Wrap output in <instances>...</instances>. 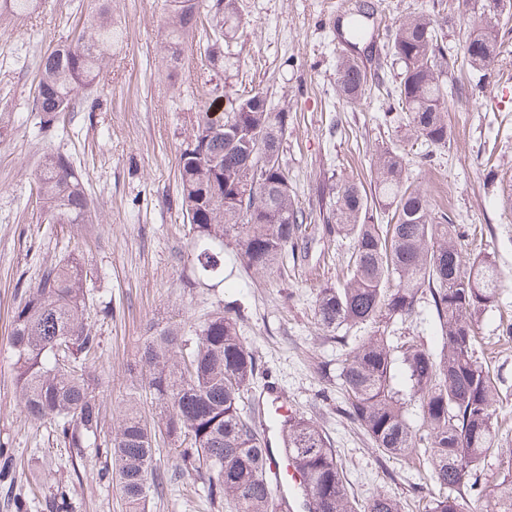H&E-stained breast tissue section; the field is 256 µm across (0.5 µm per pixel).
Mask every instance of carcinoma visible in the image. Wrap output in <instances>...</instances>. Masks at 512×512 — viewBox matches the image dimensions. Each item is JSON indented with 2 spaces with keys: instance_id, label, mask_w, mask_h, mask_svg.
I'll use <instances>...</instances> for the list:
<instances>
[{
  "instance_id": "1",
  "label": "carcinoma",
  "mask_w": 512,
  "mask_h": 512,
  "mask_svg": "<svg viewBox=\"0 0 512 512\" xmlns=\"http://www.w3.org/2000/svg\"><path fill=\"white\" fill-rule=\"evenodd\" d=\"M371 9L364 2L350 13L351 39L368 36ZM2 11L26 17L34 12V0H0ZM207 13L212 18L206 52L213 64L224 60V24L240 16L235 0H213ZM199 15L200 0L170 6L160 48L171 79ZM121 37L109 0H95L79 37L40 59L36 111L41 125L49 127L60 114L77 111L74 91L98 83ZM470 37L483 52L463 55L456 76L438 48L432 19L409 15L390 31L389 51L400 66L394 88L399 121L415 139L436 149L450 141L447 97L459 91L460 73L466 67L482 70L494 59V28L480 23ZM371 78L357 62L344 59L336 93L353 103ZM224 122L228 128L221 132L214 129L210 110L199 113L195 146L179 157L182 209L197 237L194 260L201 272L214 271L221 258L213 246L231 237L240 263L270 274L305 241L313 219L295 201L281 158L288 113L271 111L263 92L255 91L232 101ZM323 189L330 196L328 209L319 214L323 230L351 238L353 251L343 283L319 290L314 318L332 338L344 327L369 328L350 347L340 372L343 413L382 456L408 458L424 445L427 478L438 488L425 512H470L465 491L475 488L491 512H512V448L499 437L495 379L478 361L481 343L475 335L479 316L499 298L502 271L496 260L481 252L463 259L451 218L435 223L427 196L409 182L406 159L394 148L386 146L375 155L369 185L332 175ZM37 195L50 222L93 223L94 203L66 156H43ZM84 273L85 263L72 254L47 266L14 311L7 337L23 412L53 424L70 455L80 459L97 445L104 427L103 400L89 367L100 342L87 324L91 305ZM426 294L438 322L439 352L414 343L392 345L380 325L416 315ZM138 364L139 388L127 396L106 442L110 479L125 512H146L151 492L163 485L164 470L156 458L160 438L173 452L175 473L200 480L211 504L230 512L293 508L268 477L266 442L253 425L255 405L243 406L256 359L238 318L215 312L194 336L180 326L157 330L146 337ZM399 364L407 376V394L394 383ZM146 395L154 405L149 424L144 421ZM413 402L419 407L417 426L410 420ZM273 426L306 479L307 512H402L400 502L383 491L361 504L349 498L336 449L313 420L290 414ZM491 459L498 464V478L481 486L480 475ZM13 472V449L0 446V481L9 482L15 512H28L35 498ZM46 507L75 512L77 505L62 490Z\"/></svg>"
}]
</instances>
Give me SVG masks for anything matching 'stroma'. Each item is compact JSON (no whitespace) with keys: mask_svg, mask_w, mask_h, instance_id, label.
Returning <instances> with one entry per match:
<instances>
[{"mask_svg":"<svg viewBox=\"0 0 512 512\" xmlns=\"http://www.w3.org/2000/svg\"><path fill=\"white\" fill-rule=\"evenodd\" d=\"M353 0H237L241 22L226 29L224 64L210 65L206 42L189 40L179 75L168 80L158 52L167 19L165 0H112L125 32L112 52V70L93 91H79L80 111L43 130L33 108L41 57L85 21L90 0H37L32 18L0 17V443L12 448L16 475L44 480L43 494L69 491L82 512H125L116 486L99 480V451L71 460L50 423L21 412L7 351L11 316L38 282L46 263L75 252L86 262L84 286L100 341L91 367L100 383L106 427L116 424L123 395L136 387L135 366L150 330L177 322L193 332L224 306L239 312L240 334L257 371L251 392L277 393L292 413L316 420L343 463L356 501L383 490L403 512L435 494L418 462L379 459L362 428L343 414L337 375L346 343L325 337L313 318L320 288L336 283L350 240L315 232L274 275L244 270L225 244L217 272L201 276L193 263L196 236L181 208L178 164L196 116L214 94L234 98L263 91L272 111L288 115L282 160L296 200L308 211L326 208L325 177L368 181L376 151L397 144L410 176L427 190L433 216L449 215L464 257H495L503 281L498 302L478 321L488 345L480 354L497 383L496 413L512 448V19L495 26L499 53L486 71L499 110L471 88L448 99L451 140L430 164L424 144L386 121L395 73L386 61L390 29L411 13L440 28L446 58L460 56L480 0H372L382 31L354 44L345 15ZM350 57L375 73L358 104L336 95L337 64ZM66 156L96 207L90 224L44 222L35 173L44 153ZM147 512H221L192 477L152 494Z\"/></svg>","mask_w":512,"mask_h":512,"instance_id":"obj_1","label":"stroma"}]
</instances>
